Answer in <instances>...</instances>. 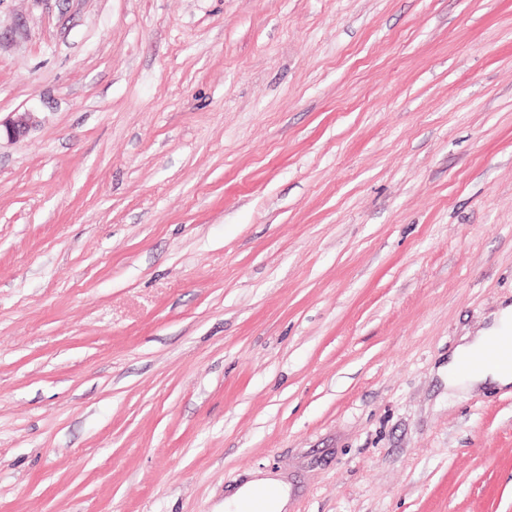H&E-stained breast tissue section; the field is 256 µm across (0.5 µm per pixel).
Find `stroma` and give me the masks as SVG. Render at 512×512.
Listing matches in <instances>:
<instances>
[{
  "mask_svg": "<svg viewBox=\"0 0 512 512\" xmlns=\"http://www.w3.org/2000/svg\"><path fill=\"white\" fill-rule=\"evenodd\" d=\"M0 512H512V0H0ZM29 126V112H13L4 120H1L0 116V139L2 127H4L8 138L16 140L27 134ZM512 333V305L502 308L495 316L489 328L474 336L466 344L457 347L448 358V364L444 367L447 373L448 391L466 392L478 387L498 384L509 386L512 384V361L505 360L506 354L512 353L511 346L502 359L486 364L478 368L468 367L471 357L481 351L489 341L497 338H508ZM503 346L499 342L490 343L487 348L476 355L472 366L494 361L500 358ZM282 512L288 503V491L278 479L271 476L255 477L239 488L224 502V510L243 512V506H249L254 512Z\"/></svg>",
  "mask_w": 512,
  "mask_h": 512,
  "instance_id": "35a3bbf8",
  "label": "stroma"
}]
</instances>
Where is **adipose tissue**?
I'll use <instances>...</instances> for the list:
<instances>
[{
    "instance_id": "1",
    "label": "adipose tissue",
    "mask_w": 512,
    "mask_h": 512,
    "mask_svg": "<svg viewBox=\"0 0 512 512\" xmlns=\"http://www.w3.org/2000/svg\"><path fill=\"white\" fill-rule=\"evenodd\" d=\"M512 335V305L502 308L489 328L457 347L445 368L448 389L466 392L478 387L512 384V361L501 359L478 368L469 367L471 357L481 351L489 341ZM262 503L265 512H284L288 491L278 479L271 476L256 477L239 488L224 503L226 512H243L244 506Z\"/></svg>"
}]
</instances>
